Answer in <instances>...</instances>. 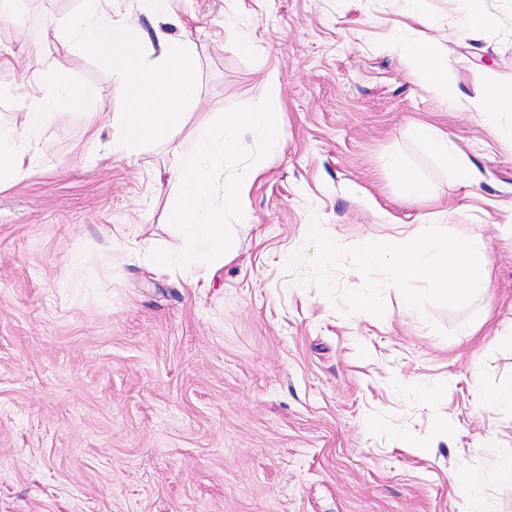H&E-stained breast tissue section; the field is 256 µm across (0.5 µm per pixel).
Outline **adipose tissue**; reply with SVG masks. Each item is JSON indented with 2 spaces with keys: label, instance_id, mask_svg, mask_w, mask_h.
<instances>
[{
  "label": "adipose tissue",
  "instance_id": "adipose-tissue-1",
  "mask_svg": "<svg viewBox=\"0 0 512 512\" xmlns=\"http://www.w3.org/2000/svg\"><path fill=\"white\" fill-rule=\"evenodd\" d=\"M76 42L100 53L122 52L127 64L118 72L121 82L134 89L132 102L119 112H107L89 94H82L81 114L95 132L111 128L108 157L131 156L147 143L182 131L189 123L198 97V65L190 37H173L155 30L153 38L134 26L128 16L113 12L112 0H87L85 11L66 22ZM403 58L413 76L448 103L462 95L454 71L438 63L430 46L406 43ZM20 122L0 133V189L29 175L36 165L32 144L46 130L50 115L42 105L51 97L67 101L71 88L54 83L50 70L32 78ZM410 137L441 158L461 185H470L474 165L448 136L424 124L412 125Z\"/></svg>",
  "mask_w": 512,
  "mask_h": 512
}]
</instances>
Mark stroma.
Returning <instances> with one entry per match:
<instances>
[{"mask_svg":"<svg viewBox=\"0 0 512 512\" xmlns=\"http://www.w3.org/2000/svg\"><path fill=\"white\" fill-rule=\"evenodd\" d=\"M492 24L450 38L451 0H177L179 23L146 0H114L147 32H188L196 116L246 106L278 76L285 141L250 191L252 221L211 283L112 247V230L177 252L167 220L173 144L91 164L93 136L60 105L28 179L0 191V512H467L452 475L512 457V141L484 125L487 90L512 84V0H482ZM83 0H20L0 43V126L18 121L28 77L53 65L106 111L126 96L112 56L68 42ZM434 47L462 90L423 89L395 50ZM420 121L471 157V186L408 135ZM403 155L407 173L389 170ZM431 198L404 193L405 176ZM440 220L486 247L489 288L469 304L382 317L348 313L333 273L313 283L307 227L351 247ZM452 419L454 434L437 429Z\"/></svg>","mask_w":512,"mask_h":512,"instance_id":"stroma-1","label":"stroma"}]
</instances>
